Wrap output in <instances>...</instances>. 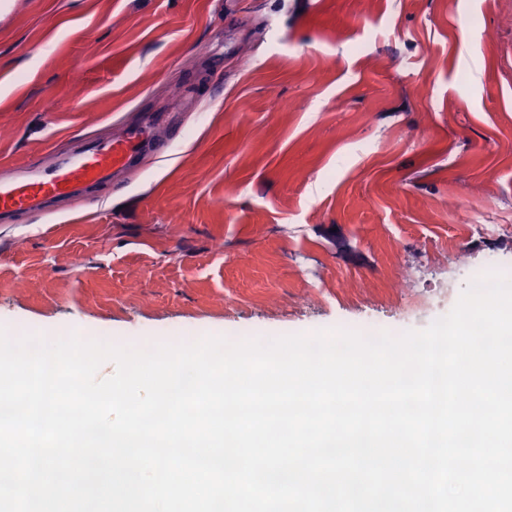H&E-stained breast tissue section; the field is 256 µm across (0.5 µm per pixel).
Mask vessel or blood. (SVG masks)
<instances>
[{"mask_svg":"<svg viewBox=\"0 0 512 512\" xmlns=\"http://www.w3.org/2000/svg\"><path fill=\"white\" fill-rule=\"evenodd\" d=\"M169 147V142L151 140L142 127L131 125L120 136L85 141L71 154L58 157L48 173L34 169L25 179L1 182L0 216L39 212L48 200L70 196L77 185L100 183L144 152L162 153Z\"/></svg>","mask_w":512,"mask_h":512,"instance_id":"vessel-or-blood-1","label":"vessel or blood"}]
</instances>
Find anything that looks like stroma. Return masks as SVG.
<instances>
[{
	"mask_svg": "<svg viewBox=\"0 0 512 512\" xmlns=\"http://www.w3.org/2000/svg\"><path fill=\"white\" fill-rule=\"evenodd\" d=\"M132 115L172 148L0 222L11 337L399 335L512 269V0H0V176Z\"/></svg>",
	"mask_w": 512,
	"mask_h": 512,
	"instance_id": "stroma-1",
	"label": "stroma"
}]
</instances>
